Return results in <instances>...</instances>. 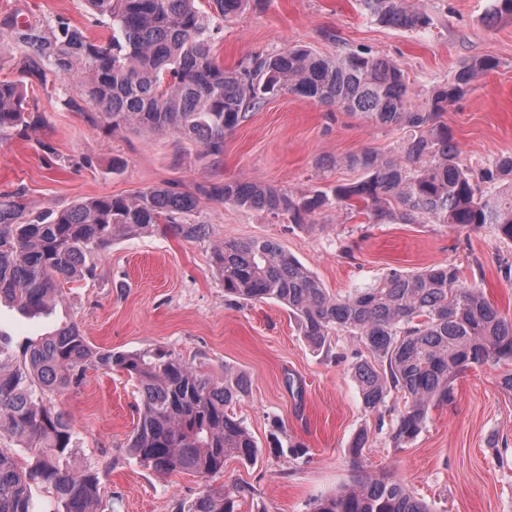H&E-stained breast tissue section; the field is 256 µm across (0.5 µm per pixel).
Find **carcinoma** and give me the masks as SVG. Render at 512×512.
<instances>
[{
    "mask_svg": "<svg viewBox=\"0 0 512 512\" xmlns=\"http://www.w3.org/2000/svg\"><path fill=\"white\" fill-rule=\"evenodd\" d=\"M85 0L108 21L99 41L60 19L51 31L5 18L13 43L35 56L47 75L77 80L76 112L93 103L94 121L114 131L126 128L175 133L203 147L216 162L224 138L261 109L269 94L290 93L357 113L384 126L409 131L402 152L363 151L345 158L360 171L332 194L318 190L298 198L274 186L250 182L211 183L200 192L242 210L264 211L299 223L329 196L359 207L370 224H442L458 231H492L512 241V155H501L474 172L460 164L444 112L498 67L488 57L462 65L430 101L415 107L405 74L393 61L368 53L322 56L305 47L260 54L234 70L211 53L212 22L242 12L249 0ZM373 21L395 29L424 31L431 17L407 0H359ZM512 20V0H492L484 24ZM42 123L25 106L19 85L0 81V134H22ZM508 182V192L487 186ZM196 199L171 187L133 197L99 196L31 218L19 194L0 196V302L25 315H40L64 283L97 276L101 255L122 238L152 233L165 224L190 240L208 237L207 225L191 219ZM210 266L232 304L272 300L288 308L312 348L347 334L368 356L351 364L362 404L379 412L396 392L404 409L391 423L395 447L413 441L431 409L454 400V379L468 367L509 366L502 388L512 392V320L503 317L476 285L460 279L453 264L415 273L392 269L366 288L335 296L320 279L271 239L226 238L211 247ZM121 371L136 383L138 421L127 448L139 463L159 472H190L204 479L224 472L230 457L252 462L259 446L234 412L249 393L240 370L224 366V379L200 374L171 350H97L75 324L56 328L14 349L0 333V437L9 436L31 454L26 468L16 452L0 448V512H34L31 486L49 489L58 512H96L101 480L71 459L77 441L73 423L56 399L79 388L90 367ZM242 491L205 488L177 512H239ZM310 512H432L396 476L380 472L321 495Z\"/></svg>",
    "mask_w": 512,
    "mask_h": 512,
    "instance_id": "obj_1",
    "label": "carcinoma"
}]
</instances>
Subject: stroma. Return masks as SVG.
Here are the masks:
<instances>
[{"instance_id": "obj_1", "label": "stroma", "mask_w": 512, "mask_h": 512, "mask_svg": "<svg viewBox=\"0 0 512 512\" xmlns=\"http://www.w3.org/2000/svg\"><path fill=\"white\" fill-rule=\"evenodd\" d=\"M431 16L420 32L371 22L358 0H250L223 21L211 46L225 68L257 54L295 46L335 56L368 52L395 61L407 78L412 105L451 80L465 61L490 57L497 69L445 112L463 166L479 168L512 154V21L486 28L489 0H416ZM53 25L69 21L93 39L110 33L84 0H0V18ZM28 53L0 39V80L19 82L41 125L0 135V194L18 192L38 214L100 195L132 197L154 187L196 196L194 220L210 237L189 241L172 231L115 241L101 257L97 277L64 286L47 315L26 318L0 305V330L14 341L37 339L74 323L97 348L139 351L163 347L200 373L219 377L225 366L245 372L250 390L235 405L261 452L243 463L228 460L209 479L162 474L141 466L127 442L140 399L128 376L89 369L78 391L57 401L78 434L77 465L100 473L98 512H176L206 487L244 488L241 512H309L318 495L352 477L393 472L434 512H512V393L501 388L505 368L488 363L461 371L455 400L430 411L417 438L395 447L380 416L365 411L350 365L355 339L333 336L314 350L296 320L273 301L232 306L210 268L212 243L272 239L314 273L331 293L365 287L389 270L414 272L454 264L463 282L483 288L512 319V242L490 231L459 232L440 224H369L356 211L329 201L301 224L244 211L200 195L204 181L257 182L302 196L357 179L345 157L364 151L398 153L405 129L291 94L268 99L224 140L213 162L200 145L172 133L106 132L70 110L76 81L40 84L27 75ZM353 245V257L343 246ZM301 388L292 394L286 378ZM369 442L358 460L349 445L359 431ZM303 443L306 457L284 449Z\"/></svg>"}]
</instances>
